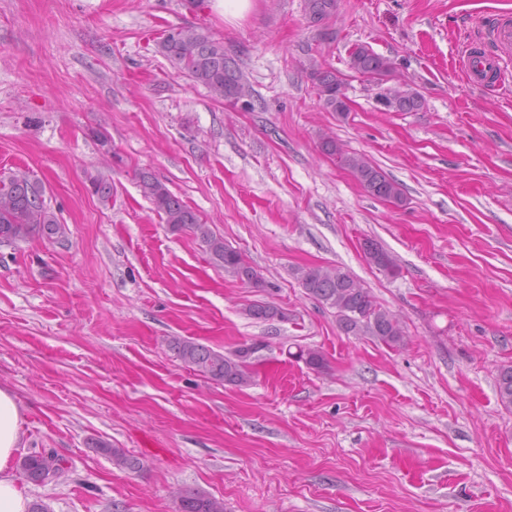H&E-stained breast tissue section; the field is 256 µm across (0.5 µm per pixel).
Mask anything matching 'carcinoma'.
Returning a JSON list of instances; mask_svg holds the SVG:
<instances>
[{
	"label": "carcinoma",
	"instance_id": "1",
	"mask_svg": "<svg viewBox=\"0 0 512 512\" xmlns=\"http://www.w3.org/2000/svg\"><path fill=\"white\" fill-rule=\"evenodd\" d=\"M338 0H304V12L309 23L316 27L321 41L333 39L329 22L336 15ZM160 54L178 70L186 72L219 100H228L244 89L243 74L235 58L224 51V41L215 38L208 30L197 26L171 27L165 31L158 44ZM349 68L373 81H389L394 64L391 59L376 53L371 47L356 45L349 55ZM310 76L315 82L320 100L331 112L349 111L348 104L339 98L343 80L334 69L312 66ZM395 112H419L425 103L423 97L410 88H389ZM323 153L334 156L349 168L361 185L373 196L399 204L403 202L399 184L362 156L342 152L336 140L325 136L321 141ZM143 195L150 200L157 213L164 215L165 223L173 232L188 230L207 247L213 263L233 272L254 288L263 287L251 266L245 265L242 256L227 247L224 240L215 236L208 225L181 198L173 194L153 174L142 171L138 175ZM94 193L107 200L112 195V183L100 175L89 176ZM43 187L25 175L0 177V244H15L34 236L48 239L65 234L64 225L44 205ZM366 255L381 271L395 275L399 267L386 251L369 243ZM298 279L307 295L336 310L340 328L347 334L365 333L389 347L406 344V332L399 319L378 306L369 290L349 271L341 268L308 267L297 271ZM247 315L256 320H286L288 315L280 308L268 304L252 305ZM169 348L186 366L218 384L243 387L252 381L250 370L253 355L262 348L254 342L243 345L226 355L208 346L173 337ZM293 357L313 369H323L326 362L321 352L313 348H298ZM498 395L501 403L512 407V365L503 366L497 375ZM95 447L122 468L137 470L140 462L128 457L120 448L105 442ZM64 460L58 454L42 452L28 455L21 461L25 477L34 484L51 479V474L65 471ZM179 512H224V501L199 491L183 489L178 494Z\"/></svg>",
	"mask_w": 512,
	"mask_h": 512
}]
</instances>
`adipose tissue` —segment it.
Returning <instances> with one entry per match:
<instances>
[{
  "label": "adipose tissue",
  "instance_id": "ef3b65f1",
  "mask_svg": "<svg viewBox=\"0 0 512 512\" xmlns=\"http://www.w3.org/2000/svg\"><path fill=\"white\" fill-rule=\"evenodd\" d=\"M24 410L16 395L0 388V512H28L29 496L13 472L23 447Z\"/></svg>",
  "mask_w": 512,
  "mask_h": 512
}]
</instances>
